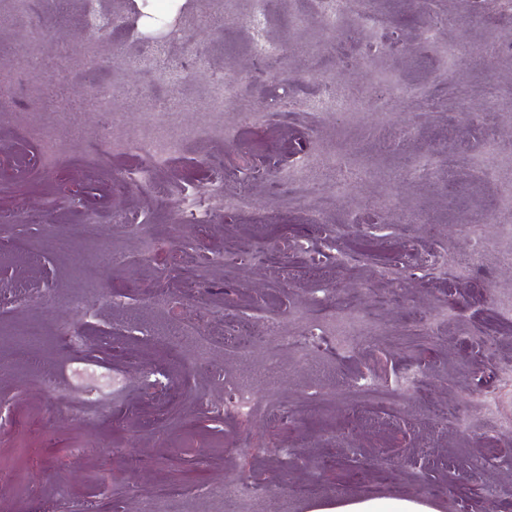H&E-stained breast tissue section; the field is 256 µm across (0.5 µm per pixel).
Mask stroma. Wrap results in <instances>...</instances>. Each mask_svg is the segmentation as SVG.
<instances>
[{
	"label": "stroma",
	"mask_w": 512,
	"mask_h": 512,
	"mask_svg": "<svg viewBox=\"0 0 512 512\" xmlns=\"http://www.w3.org/2000/svg\"><path fill=\"white\" fill-rule=\"evenodd\" d=\"M0 0V64L16 73L0 103V512H307L336 495L417 496L440 512H512V233L479 222L512 194V0H373L379 30L345 16L338 32L319 22L315 0H266L267 34L283 53L255 77L241 20L251 0H99L114 25L104 37L81 22L83 0H32L12 12ZM448 16L431 30L430 15ZM40 23L33 46L27 32ZM493 47L484 59H449V44ZM120 88L108 110L69 117L42 94L62 85L76 96L100 83ZM355 90L350 105L312 112L325 86ZM378 85L398 94L375 96ZM56 136L59 160L42 168L23 128ZM171 124L183 150L156 178L173 202L129 180L131 161L112 140L147 136ZM494 132L496 155L482 141ZM345 159L360 181L344 192L319 161ZM236 172L204 223L187 224L175 205L198 190L211 157ZM275 158L300 169L316 192L338 193L322 216L272 192L252 173ZM420 163L434 176L410 177ZM130 221L118 224L115 211ZM94 237L60 247L59 226L83 218ZM474 227L486 253L461 267ZM242 237L246 255L224 240ZM149 249H141V239ZM285 263H268L269 251ZM124 254L122 269L108 267ZM442 266L421 271L424 258ZM198 273L195 287L181 278ZM399 291V301L361 320L356 345L326 335L313 356L278 349L263 337L247 354L225 347L223 320L280 321L301 335L309 318L341 315V302ZM89 301L81 321L70 298ZM35 318L26 340L55 370L56 387L78 399L90 382L123 387L98 415L46 411L50 392L17 360L13 327ZM434 321L435 333L420 326ZM79 331V349L63 332ZM209 346L200 357L199 343ZM279 350L283 375L257 379L249 417L218 414L224 379ZM160 370L168 387L151 389L139 370ZM371 375L375 390L358 392ZM497 414L476 412L486 394ZM298 406L288 424L281 406ZM241 500L220 499L224 484ZM186 490L158 500L157 487Z\"/></svg>",
	"instance_id": "stroma-1"
}]
</instances>
